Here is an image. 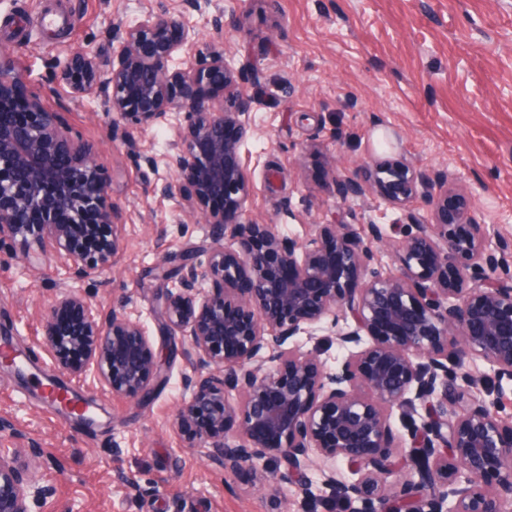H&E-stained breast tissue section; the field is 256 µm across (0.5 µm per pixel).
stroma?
I'll return each instance as SVG.
<instances>
[{"label": "stroma", "instance_id": "35a3bbf8", "mask_svg": "<svg viewBox=\"0 0 512 512\" xmlns=\"http://www.w3.org/2000/svg\"><path fill=\"white\" fill-rule=\"evenodd\" d=\"M183 3L0 0V47L17 55L21 82L94 145L122 224L111 272L86 281L70 279L51 252L36 272L0 255V329L36 365L49 362L42 313L59 288L152 323L159 258L208 234L176 198L154 191L171 176L167 122L137 133L133 147L109 140L104 99L72 97L50 69L52 58L76 50L106 53L113 24L142 9L176 13ZM188 12L203 44L216 13L238 22L224 48L252 97L253 132L239 156L257 223L303 239L335 220L386 226L411 212L434 221L422 198L402 210L375 189L339 197L335 177L356 176L388 142L420 173L455 174L488 230L512 239V0H208ZM152 339L172 355L168 385L144 400L112 395L90 376L75 382L98 404L89 426L47 408L25 381L0 371V452L51 489L36 512H270L275 505L302 512L296 483L263 489L251 471L222 472L209 449L187 446L174 415L190 396L183 378L196 365L183 337ZM129 478L139 492L127 488Z\"/></svg>", "mask_w": 512, "mask_h": 512}]
</instances>
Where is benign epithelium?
Masks as SVG:
<instances>
[{
	"instance_id": "obj_1",
	"label": "benign epithelium",
	"mask_w": 512,
	"mask_h": 512,
	"mask_svg": "<svg viewBox=\"0 0 512 512\" xmlns=\"http://www.w3.org/2000/svg\"><path fill=\"white\" fill-rule=\"evenodd\" d=\"M214 29L216 39L185 68L182 54L198 34L183 12L146 11L113 25L105 59L82 51L54 62L70 94L105 98L112 138L132 140L172 120L164 192L210 227L207 244L155 266L169 284L156 311L160 332L185 337L200 365L185 377L191 395L176 424L226 472L252 470L268 487L295 478L308 512L335 504L342 512H505L512 420L494 394L512 382V242L485 227L447 176L426 177L391 157L371 159L364 181L338 187L345 201L373 187L390 204L425 197L443 216L425 224L410 213L390 225L399 236L396 273L374 263L371 242L388 240L378 224L366 233L317 224L297 239L254 221L238 162L251 96L224 51L222 18ZM216 81L237 111L205 95ZM19 87L14 54L0 49V253L19 245L24 263L38 268L50 244L74 280L110 272L120 224L93 146L35 92L26 94L24 119H9ZM322 333L345 351L334 369L295 344ZM42 338L58 373L92 371L114 395L147 399L166 378L144 324L67 289L48 306ZM477 361L493 376L476 375ZM1 370L40 386L13 356L0 355ZM94 409L79 397L63 412L90 424ZM395 410L407 439L394 432ZM339 460L360 478L339 479L327 466ZM45 492L0 454V512H33Z\"/></svg>"
}]
</instances>
